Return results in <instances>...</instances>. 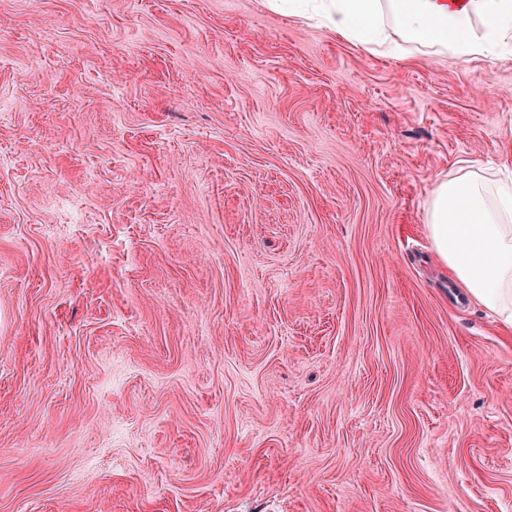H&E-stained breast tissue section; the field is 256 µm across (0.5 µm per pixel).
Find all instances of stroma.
I'll return each mask as SVG.
<instances>
[{
  "label": "stroma",
  "instance_id": "1",
  "mask_svg": "<svg viewBox=\"0 0 512 512\" xmlns=\"http://www.w3.org/2000/svg\"><path fill=\"white\" fill-rule=\"evenodd\" d=\"M512 48L263 0H0V512H512V332L433 256Z\"/></svg>",
  "mask_w": 512,
  "mask_h": 512
}]
</instances>
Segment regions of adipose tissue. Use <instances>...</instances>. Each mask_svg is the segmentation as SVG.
Listing matches in <instances>:
<instances>
[{
  "instance_id": "1",
  "label": "adipose tissue",
  "mask_w": 512,
  "mask_h": 512,
  "mask_svg": "<svg viewBox=\"0 0 512 512\" xmlns=\"http://www.w3.org/2000/svg\"><path fill=\"white\" fill-rule=\"evenodd\" d=\"M270 10L317 21L331 33L403 57L408 45L466 61L512 42V0H265ZM427 230L440 263L466 295L512 327V184L493 185L458 163L436 178Z\"/></svg>"
}]
</instances>
